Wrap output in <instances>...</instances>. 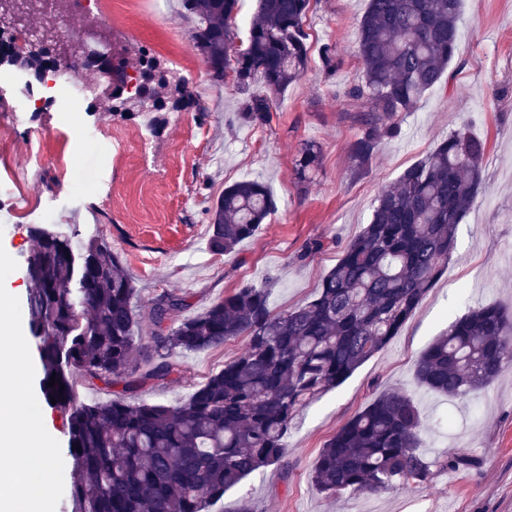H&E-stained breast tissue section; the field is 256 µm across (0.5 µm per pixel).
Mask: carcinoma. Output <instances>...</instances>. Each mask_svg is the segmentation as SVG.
Segmentation results:
<instances>
[{
  "label": "carcinoma",
  "instance_id": "carcinoma-1",
  "mask_svg": "<svg viewBox=\"0 0 512 512\" xmlns=\"http://www.w3.org/2000/svg\"><path fill=\"white\" fill-rule=\"evenodd\" d=\"M246 46L236 45L240 0H182L190 40L218 84L232 72L242 100L238 119L265 125L278 95L308 63L303 25L313 0H257ZM462 0H368L357 29L360 82L344 96L360 103L350 147L366 168L385 139L401 133V115L441 83L456 50ZM112 45V81L83 66L86 88L106 112H204L193 81L163 69L151 52L102 36ZM49 33L14 50L0 65L41 80L63 62L77 63L82 42L56 57ZM325 78L342 60L321 50ZM260 83L262 91H253ZM486 143L466 125L381 190L370 224L324 276L314 298L273 311L266 286L245 285L204 312L175 320L185 299L163 292L148 319L152 344H140L137 290L119 256L103 239L76 240L33 224L34 247L24 257L28 324L42 368L45 402L61 420L71 459V512H208L250 474L278 464L298 410L349 378L387 346L443 274L456 227L475 206ZM320 146L300 144L297 183L319 168ZM276 209L256 180L224 188L209 210L211 250L233 251L256 235ZM244 336L243 352L176 405L136 403L150 381L175 371V353L218 347ZM512 366V314L497 304L458 317L419 357L415 375L430 392L464 398ZM59 382L49 386L51 376ZM88 385L121 386L104 400L76 396L74 377ZM56 402H50V399ZM424 424L407 394L386 392L352 417L324 445L313 466L318 488L380 492L436 472L469 469L463 448L440 458L422 451Z\"/></svg>",
  "mask_w": 512,
  "mask_h": 512
}]
</instances>
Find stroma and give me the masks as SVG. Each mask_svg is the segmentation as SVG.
Returning a JSON list of instances; mask_svg holds the SVG:
<instances>
[{"mask_svg":"<svg viewBox=\"0 0 512 512\" xmlns=\"http://www.w3.org/2000/svg\"><path fill=\"white\" fill-rule=\"evenodd\" d=\"M367 0H319L304 30L309 45L302 78L278 99L261 128L241 124L240 95L232 83L212 82L189 41L191 23L180 0H101L95 20L114 40L137 43L191 78L208 112L167 113L146 160L108 159L115 141L136 135L139 113L115 115L78 107L68 112L24 111L23 84L0 71V112H18L20 126L0 146V187L15 188L27 204L16 216L0 209V275L17 285L13 312L27 324L23 257L32 224L76 230L108 240L139 291L141 313L168 291L186 297L187 315L205 311L245 284L267 285L275 311L309 301L346 245L369 224L385 186L468 122L487 143L477 203L458 225L448 267L398 336L340 386L301 408L277 465L226 491L210 512H512V371L470 399L448 402L415 377L430 343L469 308L495 303L512 310V0H463L455 55L441 84L401 121V134L384 141L368 169L356 171L349 147L357 134L356 103L345 88L361 77L356 32ZM342 58L326 82L320 49ZM321 148L319 170L300 188L294 166L300 143ZM81 169L78 183L58 171L28 167L31 145ZM243 179L269 185L277 209L262 230L233 252L209 248L208 210L226 186ZM245 348L244 338L174 355L177 371L146 385L139 401L175 405ZM401 392L432 427L428 457L464 448L477 466L440 472L380 493H323L312 480L314 462L336 431L374 398ZM53 431L55 471L48 490L53 512H68L70 464L61 423Z\"/></svg>","mask_w":512,"mask_h":512,"instance_id":"stroma-1","label":"stroma"}]
</instances>
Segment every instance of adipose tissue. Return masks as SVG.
Segmentation results:
<instances>
[{"instance_id": "1", "label": "adipose tissue", "mask_w": 512, "mask_h": 512, "mask_svg": "<svg viewBox=\"0 0 512 512\" xmlns=\"http://www.w3.org/2000/svg\"><path fill=\"white\" fill-rule=\"evenodd\" d=\"M0 285V512H51L52 435L29 388L28 346Z\"/></svg>"}]
</instances>
